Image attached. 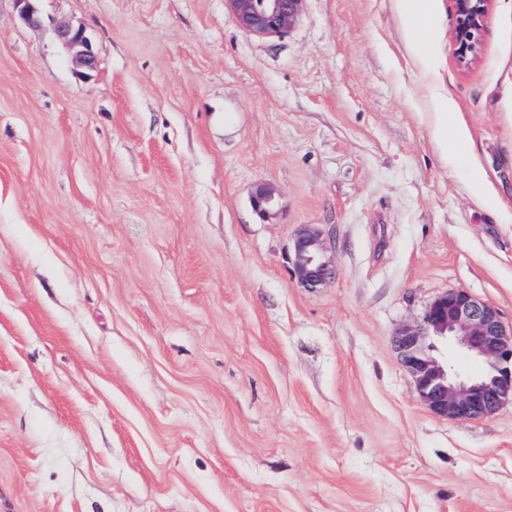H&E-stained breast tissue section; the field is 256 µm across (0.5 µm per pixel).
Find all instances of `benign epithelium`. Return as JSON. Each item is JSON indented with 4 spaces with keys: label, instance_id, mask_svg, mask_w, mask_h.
<instances>
[{
    "label": "benign epithelium",
    "instance_id": "obj_1",
    "mask_svg": "<svg viewBox=\"0 0 512 512\" xmlns=\"http://www.w3.org/2000/svg\"><path fill=\"white\" fill-rule=\"evenodd\" d=\"M38 0H14L18 18L39 27L42 16ZM305 0H225L238 26L262 38L288 34ZM493 0H451L454 26L451 41L457 65L469 69L482 54V33ZM57 41L67 52L80 81L91 79L98 56L86 28L71 22L55 26ZM252 205L262 217L277 207L274 190L257 186ZM292 272L304 288H322L336 279V263L328 255L326 240L308 227L293 236ZM450 343L485 364L481 375L462 372L433 354L436 343ZM393 345L414 389L434 414L452 420H474L495 413L512 402V328L503 324L498 310L465 289L450 290L437 297L422 320L404 326L393 336Z\"/></svg>",
    "mask_w": 512,
    "mask_h": 512
}]
</instances>
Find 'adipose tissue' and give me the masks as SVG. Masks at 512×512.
I'll return each mask as SVG.
<instances>
[{
  "instance_id": "adipose-tissue-1",
  "label": "adipose tissue",
  "mask_w": 512,
  "mask_h": 512,
  "mask_svg": "<svg viewBox=\"0 0 512 512\" xmlns=\"http://www.w3.org/2000/svg\"><path fill=\"white\" fill-rule=\"evenodd\" d=\"M395 5L411 34V53L419 65V78L432 91L428 128L433 140L443 149L452 140L460 145L467 144L468 134L456 120L448 94L440 86L438 69L424 51L431 33L436 0H395Z\"/></svg>"
}]
</instances>
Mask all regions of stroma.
Instances as JSON below:
<instances>
[{"mask_svg":"<svg viewBox=\"0 0 512 512\" xmlns=\"http://www.w3.org/2000/svg\"><path fill=\"white\" fill-rule=\"evenodd\" d=\"M38 7L0 0V512H512V402L437 416L392 343L452 289L512 326V0L465 72L437 6L445 153L393 0H305L281 38L224 0ZM57 41L67 52L79 81L91 79L98 68V56L90 35L83 25L61 22L54 28ZM277 196L274 190L267 185L257 186L252 195V205L262 217L270 215L277 207ZM292 272L304 288H322L336 279L337 269L328 255L326 240L308 227L299 228L293 236Z\"/></svg>","mask_w":512,"mask_h":512,"instance_id":"1","label":"stroma"}]
</instances>
